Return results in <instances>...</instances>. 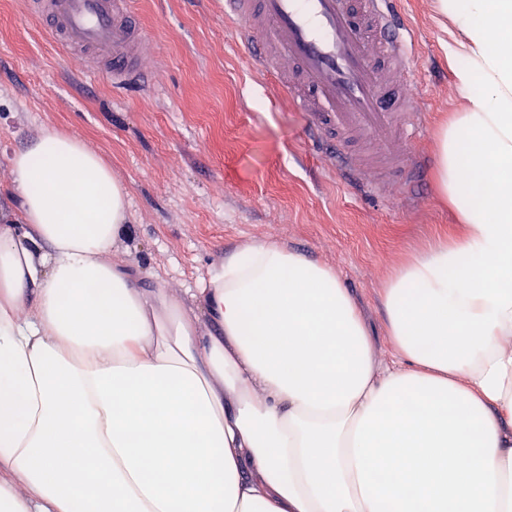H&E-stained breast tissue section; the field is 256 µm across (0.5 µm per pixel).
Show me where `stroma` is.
Returning <instances> with one entry per match:
<instances>
[{
	"label": "stroma",
	"instance_id": "stroma-1",
	"mask_svg": "<svg viewBox=\"0 0 512 512\" xmlns=\"http://www.w3.org/2000/svg\"><path fill=\"white\" fill-rule=\"evenodd\" d=\"M152 36L153 81L119 93L62 53L28 14L0 0V223L15 216L13 152L55 130L80 137L128 189L132 236L115 258L154 287L186 296L228 251L272 239L333 268L354 297L382 362L392 344L380 292L391 271L459 229L434 184L440 125L465 104L448 59L455 25L438 0H399L414 32L424 136L400 177L366 162L347 181L316 154L307 118L274 76L256 71L224 0H134ZM380 183L386 196L364 195Z\"/></svg>",
	"mask_w": 512,
	"mask_h": 512
}]
</instances>
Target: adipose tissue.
Masks as SVG:
<instances>
[{
  "mask_svg": "<svg viewBox=\"0 0 512 512\" xmlns=\"http://www.w3.org/2000/svg\"><path fill=\"white\" fill-rule=\"evenodd\" d=\"M438 4L462 231L387 279L389 367L324 264L248 240L179 299L113 262L128 190L97 152L46 131L13 154L0 512H512V0Z\"/></svg>",
  "mask_w": 512,
  "mask_h": 512,
  "instance_id": "adipose-tissue-1",
  "label": "adipose tissue"
}]
</instances>
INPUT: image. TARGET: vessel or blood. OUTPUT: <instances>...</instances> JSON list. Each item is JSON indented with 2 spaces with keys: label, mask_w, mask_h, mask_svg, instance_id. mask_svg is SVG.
I'll list each match as a JSON object with an SVG mask.
<instances>
[{
  "label": "vessel or blood",
  "mask_w": 512,
  "mask_h": 512,
  "mask_svg": "<svg viewBox=\"0 0 512 512\" xmlns=\"http://www.w3.org/2000/svg\"><path fill=\"white\" fill-rule=\"evenodd\" d=\"M28 3L60 46L80 51L113 85H148V39L132 0ZM224 14L239 21L240 39L259 70L292 68L294 78L282 90L308 114L311 140L331 167L358 171L348 135L370 143L379 161L404 167L396 147L413 146L421 114L416 100L389 96L394 85L416 78L412 30L395 0H224Z\"/></svg>",
  "instance_id": "vessel-or-blood-1"
}]
</instances>
